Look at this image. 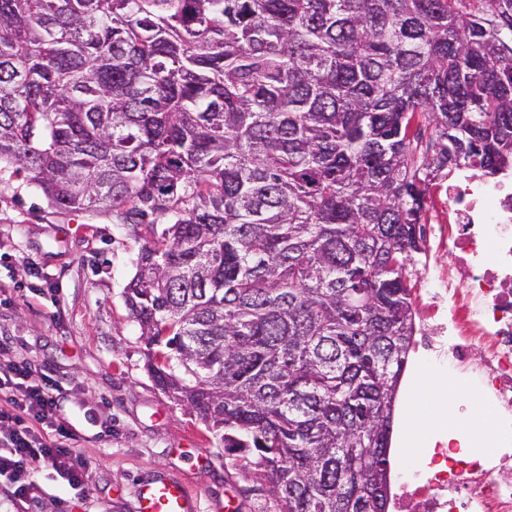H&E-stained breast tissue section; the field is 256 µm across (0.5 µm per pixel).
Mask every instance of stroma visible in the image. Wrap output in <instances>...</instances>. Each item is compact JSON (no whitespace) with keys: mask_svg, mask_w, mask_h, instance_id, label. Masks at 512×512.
I'll return each instance as SVG.
<instances>
[{"mask_svg":"<svg viewBox=\"0 0 512 512\" xmlns=\"http://www.w3.org/2000/svg\"><path fill=\"white\" fill-rule=\"evenodd\" d=\"M139 244L108 216L67 213L0 163V334L34 376L49 374L75 425L88 463L85 487L71 489L49 470L35 472L42 512L69 499L72 512H137L141 484L156 478L186 484L196 512H267L270 501L186 403L159 390L124 289ZM459 381L467 408L480 398L478 379L410 355L397 409L420 389Z\"/></svg>","mask_w":512,"mask_h":512,"instance_id":"1","label":"stroma"}]
</instances>
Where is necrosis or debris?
Returning <instances> with one entry per match:
<instances>
[{"label": "necrosis or debris", "mask_w": 512, "mask_h": 512, "mask_svg": "<svg viewBox=\"0 0 512 512\" xmlns=\"http://www.w3.org/2000/svg\"><path fill=\"white\" fill-rule=\"evenodd\" d=\"M424 285L427 344L484 383L483 403L512 422V176L467 175L433 205ZM394 512H512V456L455 458L437 444L397 475Z\"/></svg>", "instance_id": "necrosis-or-debris-1"}]
</instances>
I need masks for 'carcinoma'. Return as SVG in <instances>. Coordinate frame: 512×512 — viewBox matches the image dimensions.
Wrapping results in <instances>:
<instances>
[{
    "label": "carcinoma",
    "instance_id": "obj_1",
    "mask_svg": "<svg viewBox=\"0 0 512 512\" xmlns=\"http://www.w3.org/2000/svg\"><path fill=\"white\" fill-rule=\"evenodd\" d=\"M2 161L132 229L156 385L277 512H388L426 196L512 169V0H0Z\"/></svg>",
    "mask_w": 512,
    "mask_h": 512
}]
</instances>
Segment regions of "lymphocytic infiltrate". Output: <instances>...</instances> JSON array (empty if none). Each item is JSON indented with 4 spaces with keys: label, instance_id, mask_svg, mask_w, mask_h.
Wrapping results in <instances>:
<instances>
[{
    "label": "lymphocytic infiltrate",
    "instance_id": "obj_1",
    "mask_svg": "<svg viewBox=\"0 0 512 512\" xmlns=\"http://www.w3.org/2000/svg\"><path fill=\"white\" fill-rule=\"evenodd\" d=\"M51 377L34 381L26 360L0 362V477L22 502L37 499V467L58 473L70 487L84 486L87 463L74 448L76 429L65 417Z\"/></svg>",
    "mask_w": 512,
    "mask_h": 512
}]
</instances>
